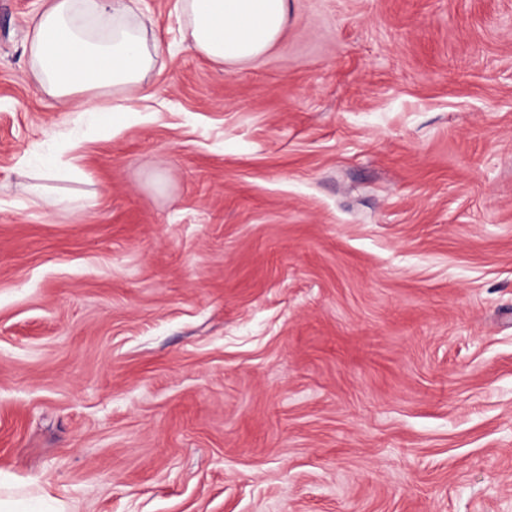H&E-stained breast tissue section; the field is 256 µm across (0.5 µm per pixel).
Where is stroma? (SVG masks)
Wrapping results in <instances>:
<instances>
[{
  "instance_id": "obj_1",
  "label": "stroma",
  "mask_w": 512,
  "mask_h": 512,
  "mask_svg": "<svg viewBox=\"0 0 512 512\" xmlns=\"http://www.w3.org/2000/svg\"><path fill=\"white\" fill-rule=\"evenodd\" d=\"M0 0V470L70 512H512V0H290L114 126ZM73 196L28 194L34 155Z\"/></svg>"
}]
</instances>
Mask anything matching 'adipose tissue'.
Wrapping results in <instances>:
<instances>
[{"label":"adipose tissue","mask_w":512,"mask_h":512,"mask_svg":"<svg viewBox=\"0 0 512 512\" xmlns=\"http://www.w3.org/2000/svg\"><path fill=\"white\" fill-rule=\"evenodd\" d=\"M183 38L208 59L239 65L260 58L288 21L289 0H178ZM149 17L130 0H46L32 19L30 73L39 88L71 111L114 119L123 104L105 93L146 91L162 62Z\"/></svg>","instance_id":"1"}]
</instances>
